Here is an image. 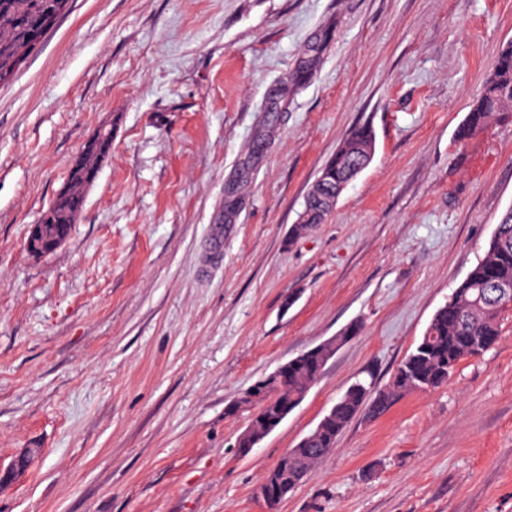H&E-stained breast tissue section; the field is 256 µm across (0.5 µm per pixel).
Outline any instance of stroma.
<instances>
[{
  "mask_svg": "<svg viewBox=\"0 0 512 512\" xmlns=\"http://www.w3.org/2000/svg\"><path fill=\"white\" fill-rule=\"evenodd\" d=\"M512 0H71L0 86V512H262L355 380L385 387L512 208V123L457 130ZM371 164L290 230L342 140ZM54 253L26 241L98 127ZM358 325L248 455L255 381ZM431 390L358 413L278 512H512V308ZM40 453L38 448H23L6 467L0 464V492L19 481Z\"/></svg>",
  "mask_w": 512,
  "mask_h": 512,
  "instance_id": "stroma-1",
  "label": "stroma"
}]
</instances>
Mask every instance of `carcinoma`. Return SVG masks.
<instances>
[{
  "label": "carcinoma",
  "instance_id": "cac0c4a2",
  "mask_svg": "<svg viewBox=\"0 0 512 512\" xmlns=\"http://www.w3.org/2000/svg\"><path fill=\"white\" fill-rule=\"evenodd\" d=\"M69 0H0V83H6L26 59L38 53L46 34L66 11ZM493 121L512 122V44L502 49L480 96L473 102L458 137L466 139ZM376 135L373 127L354 128L322 168V192L310 200L309 209L323 222L331 212V192L353 181L371 162ZM87 188L71 179L68 190L56 195L45 211L43 224H74L81 212ZM512 307V208L502 216L484 255L438 308L416 346L397 365L390 384L377 391L354 382L334 404L327 427L309 446L288 459H279L264 476V482L291 493L322 457L336 447L343 429L371 401L380 413L412 389H435L454 373L459 363L487 351L501 336L500 316ZM329 348L317 345L289 360L288 384L254 387L246 391L245 405L255 408L252 432L240 435L238 447L253 448L266 428L294 411L318 382L329 361Z\"/></svg>",
  "mask_w": 512,
  "mask_h": 512
}]
</instances>
